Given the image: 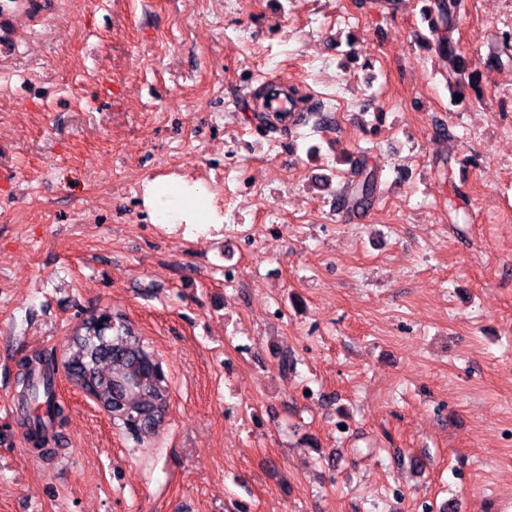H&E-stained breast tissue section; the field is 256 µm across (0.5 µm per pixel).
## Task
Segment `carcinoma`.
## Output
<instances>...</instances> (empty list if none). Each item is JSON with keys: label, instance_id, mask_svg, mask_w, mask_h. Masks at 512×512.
<instances>
[{"label": "carcinoma", "instance_id": "cac0c4a2", "mask_svg": "<svg viewBox=\"0 0 512 512\" xmlns=\"http://www.w3.org/2000/svg\"><path fill=\"white\" fill-rule=\"evenodd\" d=\"M459 0H437L438 22L431 28L438 47L447 53L453 68H458L455 46L443 31H453L458 24ZM378 192L376 172L367 161L359 159L352 170L343 194L348 207L368 208ZM102 311L83 319L68 336L71 354L64 363V371H73L81 388L90 394L96 404L112 419L120 422L131 436L141 439L163 421L153 415L156 409L168 412L170 392L166 384L154 379H142V370L154 362L153 355L143 345L139 332L120 316L112 317V325L103 326ZM58 366L54 360L36 371L31 363H23V404L43 402L47 417L37 414L27 419V434L34 446L45 445L47 428L54 427L65 417V407L56 394Z\"/></svg>", "mask_w": 512, "mask_h": 512}]
</instances>
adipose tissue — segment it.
I'll list each match as a JSON object with an SVG mask.
<instances>
[{"mask_svg": "<svg viewBox=\"0 0 512 512\" xmlns=\"http://www.w3.org/2000/svg\"><path fill=\"white\" fill-rule=\"evenodd\" d=\"M142 206L154 224L220 226L224 215L214 194L202 182L179 175L144 181Z\"/></svg>", "mask_w": 512, "mask_h": 512, "instance_id": "adipose-tissue-1", "label": "adipose tissue"}]
</instances>
